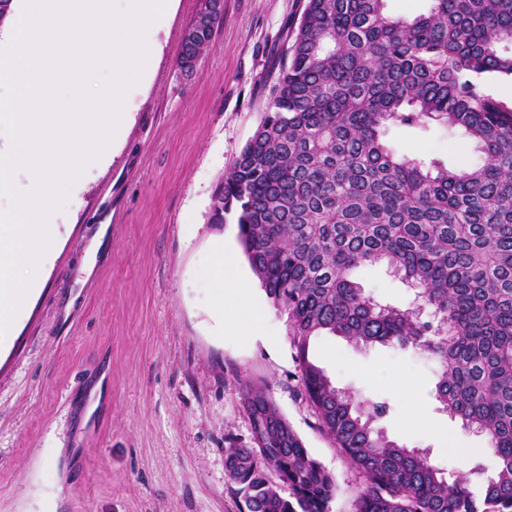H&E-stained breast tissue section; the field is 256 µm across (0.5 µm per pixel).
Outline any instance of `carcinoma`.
<instances>
[{
	"mask_svg": "<svg viewBox=\"0 0 512 512\" xmlns=\"http://www.w3.org/2000/svg\"><path fill=\"white\" fill-rule=\"evenodd\" d=\"M385 2L306 0L212 222L233 216L252 271L287 313L302 394L363 480L355 512H512V104L479 86L512 79V0H431L410 21ZM223 24L201 16L179 62L199 61ZM430 121L460 132L481 161L450 171L383 141L391 124ZM381 261L419 287L415 306L380 305L350 280ZM323 331L429 354L436 399L486 440L494 473L478 463L450 483L428 450L388 439L375 423L389 402L335 387L310 359ZM241 407L253 447L225 449L224 472L245 512H329L335 479L269 385L246 383Z\"/></svg>",
	"mask_w": 512,
	"mask_h": 512,
	"instance_id": "cac0c4a2",
	"label": "carcinoma"
}]
</instances>
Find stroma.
Listing matches in <instances>:
<instances>
[{"label":"stroma","instance_id":"obj_1","mask_svg":"<svg viewBox=\"0 0 512 512\" xmlns=\"http://www.w3.org/2000/svg\"><path fill=\"white\" fill-rule=\"evenodd\" d=\"M202 3L175 0L159 22L122 140L61 215L54 262L0 347V512H240L224 450L252 444L240 390L258 380L333 474L330 512H355L363 482L301 394L288 317L257 282L234 220L210 221L216 186L264 115L305 0H223L224 24L188 76L179 52ZM384 139L452 170L478 157L436 122L392 126ZM103 224V244L88 256ZM218 243L228 280L251 281L271 336L220 330L208 285ZM351 279L384 305L416 297L383 264L360 266ZM310 357L336 387L387 399L385 434L430 449L448 479L465 474L457 449L473 456L485 447L439 410L427 355L325 332Z\"/></svg>","mask_w":512,"mask_h":512}]
</instances>
